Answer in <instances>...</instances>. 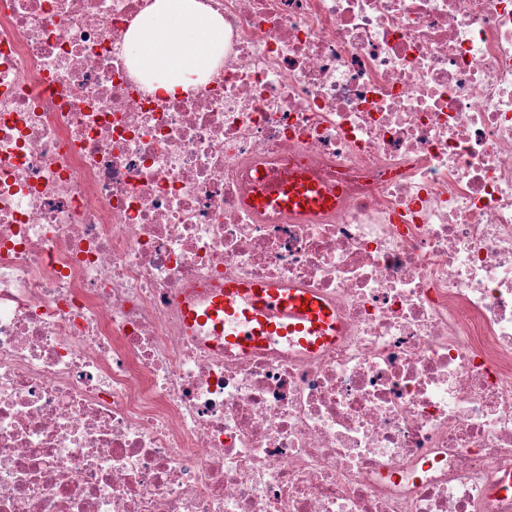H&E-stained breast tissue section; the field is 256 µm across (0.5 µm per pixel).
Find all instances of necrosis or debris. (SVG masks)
Instances as JSON below:
<instances>
[{"label":"necrosis or debris","instance_id":"4bbe7bcc","mask_svg":"<svg viewBox=\"0 0 512 512\" xmlns=\"http://www.w3.org/2000/svg\"><path fill=\"white\" fill-rule=\"evenodd\" d=\"M153 2L0 0V512H512V0H197L171 95ZM226 281L335 340L189 333ZM135 65L154 89L173 93L202 82L224 53V21L195 0H156L130 29ZM262 203L281 209L309 210L330 207L333 200L311 182L291 181L288 188L278 186L269 201L263 199ZM191 329L224 324V348L250 353L283 336L307 349L330 343L337 333L334 309L304 288L259 282L224 283L193 296L183 305Z\"/></svg>","mask_w":512,"mask_h":512}]
</instances>
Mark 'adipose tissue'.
Segmentation results:
<instances>
[{
  "label": "adipose tissue",
  "instance_id": "adipose-tissue-1",
  "mask_svg": "<svg viewBox=\"0 0 512 512\" xmlns=\"http://www.w3.org/2000/svg\"><path fill=\"white\" fill-rule=\"evenodd\" d=\"M133 60L167 93L200 83L224 53V22L196 0H155L128 35Z\"/></svg>",
  "mask_w": 512,
  "mask_h": 512
}]
</instances>
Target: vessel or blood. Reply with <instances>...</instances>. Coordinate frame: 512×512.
<instances>
[{"label":"vessel or blood","instance_id":"1","mask_svg":"<svg viewBox=\"0 0 512 512\" xmlns=\"http://www.w3.org/2000/svg\"><path fill=\"white\" fill-rule=\"evenodd\" d=\"M269 202L288 210L321 209L332 199L306 181L276 188ZM192 329L223 327L224 347L250 353L290 336L308 349L330 343L337 333L334 309L303 288H280L259 282L230 281L193 296L183 306Z\"/></svg>","mask_w":512,"mask_h":512}]
</instances>
